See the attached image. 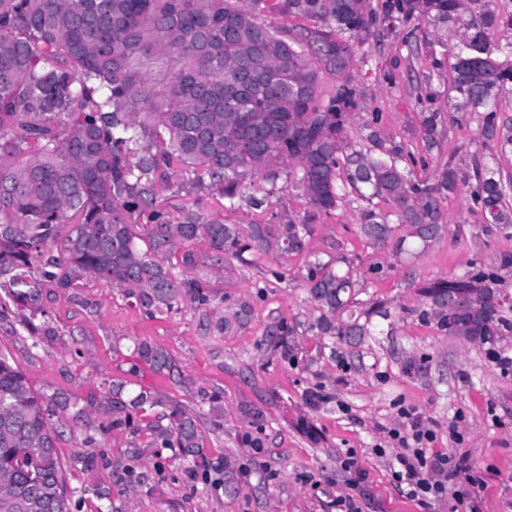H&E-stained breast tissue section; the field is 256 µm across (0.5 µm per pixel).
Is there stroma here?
<instances>
[{
	"label": "stroma",
	"instance_id": "stroma-1",
	"mask_svg": "<svg viewBox=\"0 0 512 512\" xmlns=\"http://www.w3.org/2000/svg\"><path fill=\"white\" fill-rule=\"evenodd\" d=\"M454 31L413 24L399 36L377 33L363 46L364 62L351 79L365 93L350 123L362 141L372 112H381L386 136L415 154L423 153L417 115L427 107L448 109V51ZM438 92L427 104V89ZM478 119L447 128L441 150L427 157L429 169L456 153L462 167L482 156ZM171 219L194 207L226 224L284 222L304 216L303 192L285 170L246 178L235 202L216 192H190L170 184L160 192ZM469 191L445 204L444 238L416 259L417 279L389 251L367 247L358 232L360 202L344 199L319 215L303 253H246L224 271L214 267L206 241L193 249L203 272L228 303L252 308L245 326L219 332L224 307L190 304L155 316L129 305L121 294L91 278L76 293L51 294L45 314L16 304L0 290V352L25 375L30 389L63 394L72 411L57 426L58 454L65 465L68 512H340L337 500L353 498L358 512H451V497L419 503L402 493L392 477L400 448L390 433L402 429L401 409L421 412L435 434L434 454L466 457L468 470L452 480L468 490L475 512H512V338L496 352L445 335L414 315L422 281L450 278L472 265L493 269L500 288L512 295V233L477 223ZM347 256L362 283L360 300L382 301L388 318L373 317L370 333L350 346L318 335L320 315L311 301L306 262ZM87 306H79L78 298ZM50 322L58 337L34 342L27 323ZM294 328L290 357L271 354L267 325ZM145 342L174 359L173 374L141 370L129 377L133 347ZM128 379L127 394L146 389L181 403L200 420L206 459H229L241 478L237 498L205 481L200 459L157 448L148 433L102 432L112 415L87 408L90 393L108 394L114 380ZM325 394L313 404V392ZM353 456L364 481L353 484L344 469ZM130 470L129 480L115 477Z\"/></svg>",
	"mask_w": 512,
	"mask_h": 512
}]
</instances>
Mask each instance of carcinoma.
<instances>
[{"mask_svg":"<svg viewBox=\"0 0 512 512\" xmlns=\"http://www.w3.org/2000/svg\"><path fill=\"white\" fill-rule=\"evenodd\" d=\"M277 12L314 21L293 30L266 23ZM459 32L449 52L448 105L419 113L426 152L439 147L445 123L483 114L489 159L466 174L454 156L419 178L416 155L386 146L380 114L372 113L369 147L350 140L348 124L363 105L349 71L377 27L397 30L421 20ZM507 25L493 0H0V288L33 311L43 288L75 287L92 277L147 315L180 302L222 304L189 246L205 240L224 261L249 251L300 254L312 221L350 195L388 210L365 208L364 243L414 258L447 229L442 204L471 185L480 224L512 228V177L497 154L512 150V124L499 123L501 96L512 90V41L496 43ZM336 77L322 98L321 79ZM301 187L311 210L280 224L210 221L188 209L174 223L158 205L172 173L181 187L207 188L233 201L244 178L275 167ZM147 216L140 245L138 219ZM177 263H170L174 254ZM497 274L482 268L424 281L418 317L450 336L492 346L494 329L512 332L498 304ZM311 299L322 310L320 336L358 344L381 303L356 311L360 280L342 254L309 262ZM463 308L448 318V298ZM251 307L240 302L217 324L243 326ZM294 330L274 323L265 341L286 357ZM136 357L156 373L173 358L147 343ZM112 383V421L101 431L150 432L152 443L202 455L196 416L152 391L123 398ZM66 408L42 397L0 354V512H67L63 465L52 417ZM138 414L133 421L130 411ZM213 482L233 498L237 472L225 460L207 463Z\"/></svg>","mask_w":512,"mask_h":512,"instance_id":"obj_1","label":"carcinoma"}]
</instances>
